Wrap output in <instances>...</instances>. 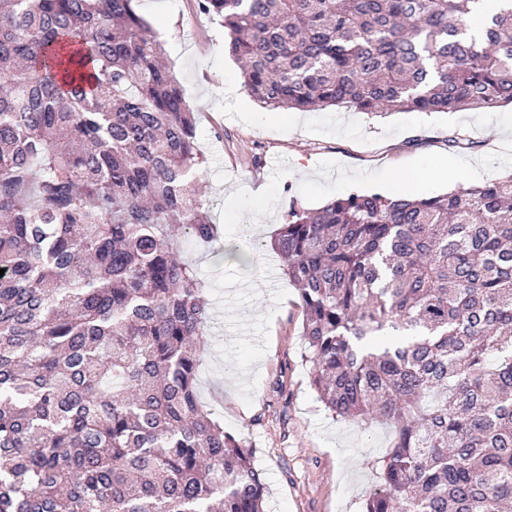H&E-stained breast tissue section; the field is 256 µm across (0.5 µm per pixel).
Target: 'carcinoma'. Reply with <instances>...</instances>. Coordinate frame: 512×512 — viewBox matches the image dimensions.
<instances>
[{
    "instance_id": "obj_1",
    "label": "carcinoma",
    "mask_w": 512,
    "mask_h": 512,
    "mask_svg": "<svg viewBox=\"0 0 512 512\" xmlns=\"http://www.w3.org/2000/svg\"><path fill=\"white\" fill-rule=\"evenodd\" d=\"M198 0L270 109L512 103V0ZM134 0H0V512H264L199 400L215 237L196 123ZM311 385L395 427L363 512H512V174L292 203Z\"/></svg>"
}]
</instances>
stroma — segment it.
Listing matches in <instances>:
<instances>
[{
  "instance_id": "35a3bbf8",
  "label": "stroma",
  "mask_w": 512,
  "mask_h": 512,
  "mask_svg": "<svg viewBox=\"0 0 512 512\" xmlns=\"http://www.w3.org/2000/svg\"><path fill=\"white\" fill-rule=\"evenodd\" d=\"M136 5L184 89L207 161L200 191L217 241L184 252L206 282L210 313L201 400L251 445L267 512H362L392 430L333 418L319 400L298 294L271 237L293 201L315 209L349 193L433 196L511 173L512 108L385 118L264 108L245 91L223 26L197 0ZM457 134L466 146L449 147ZM229 249L254 252L253 265L226 258Z\"/></svg>"
}]
</instances>
